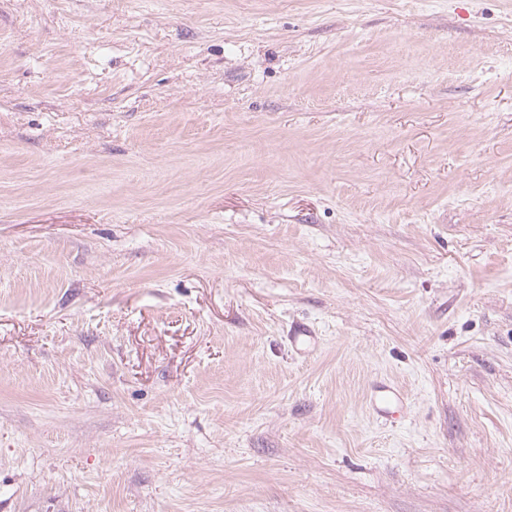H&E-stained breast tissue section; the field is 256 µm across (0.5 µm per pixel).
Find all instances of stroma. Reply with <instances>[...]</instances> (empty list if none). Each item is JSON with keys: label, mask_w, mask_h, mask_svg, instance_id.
Wrapping results in <instances>:
<instances>
[{"label": "stroma", "mask_w": 512, "mask_h": 512, "mask_svg": "<svg viewBox=\"0 0 512 512\" xmlns=\"http://www.w3.org/2000/svg\"><path fill=\"white\" fill-rule=\"evenodd\" d=\"M0 512H512V0H0ZM404 399L400 389L393 384H380L375 387L374 394L370 399V405L377 417H386L387 405L392 401L402 402Z\"/></svg>", "instance_id": "1"}]
</instances>
